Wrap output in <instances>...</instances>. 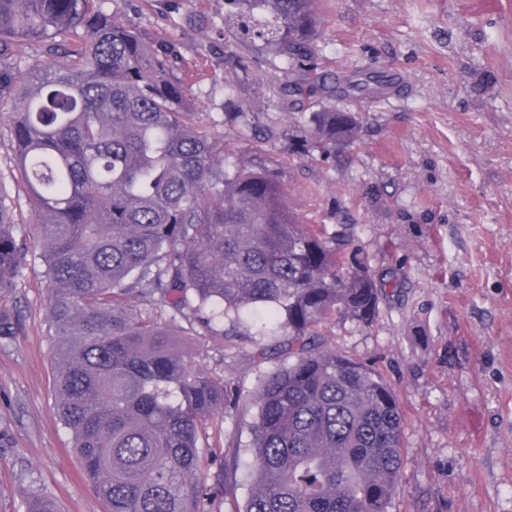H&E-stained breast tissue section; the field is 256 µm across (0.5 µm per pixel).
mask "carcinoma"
Returning <instances> with one entry per match:
<instances>
[{
    "instance_id": "obj_1",
    "label": "carcinoma",
    "mask_w": 512,
    "mask_h": 512,
    "mask_svg": "<svg viewBox=\"0 0 512 512\" xmlns=\"http://www.w3.org/2000/svg\"><path fill=\"white\" fill-rule=\"evenodd\" d=\"M97 0H0V101L11 104L16 167L0 178V292L15 286L20 195L49 283L57 415L106 512H222L226 465L199 444L224 413V383L177 349L131 301H162L190 335L249 317L284 337L287 365L251 396L253 488L242 512H392L404 417L376 369L331 347L321 327L370 325L375 280L343 244L304 224L283 184L190 118L174 48H152ZM224 19L289 66L283 88L308 115L295 146L355 137L336 98H377L376 72H318L316 0H224ZM67 59L38 75L16 59L27 42Z\"/></svg>"
}]
</instances>
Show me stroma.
Here are the masks:
<instances>
[{
  "label": "stroma",
  "mask_w": 512,
  "mask_h": 512,
  "mask_svg": "<svg viewBox=\"0 0 512 512\" xmlns=\"http://www.w3.org/2000/svg\"><path fill=\"white\" fill-rule=\"evenodd\" d=\"M99 3L147 44H174L186 98L228 161L250 158L253 141L224 115L248 112L289 208L339 234L348 262L382 285L372 324L339 320L324 334L398 396L392 512H512V0H318L320 71H379L398 86L384 101L339 100L359 118L356 139L306 152L284 137L302 124L282 92L290 72L225 27L224 0ZM48 288L29 259L0 294L15 328L0 337V512H26L38 490L59 512H105L56 415ZM150 312L238 397L199 443L218 454L238 445L224 512H240L249 397L288 357L247 320L229 336H187L168 311Z\"/></svg>",
  "instance_id": "obj_1"
}]
</instances>
